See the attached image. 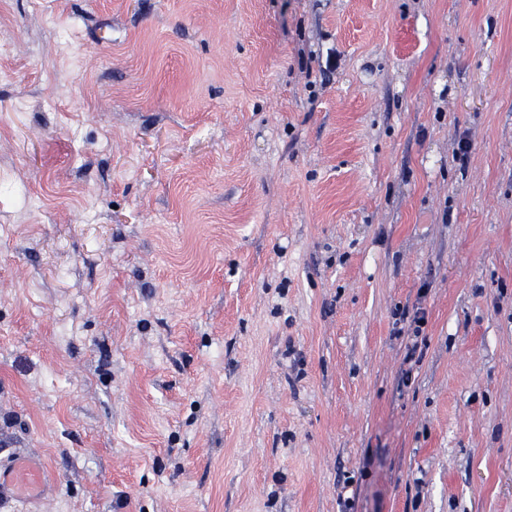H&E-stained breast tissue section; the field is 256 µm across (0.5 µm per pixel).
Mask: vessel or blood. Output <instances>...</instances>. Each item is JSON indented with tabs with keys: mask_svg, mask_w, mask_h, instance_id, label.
<instances>
[{
	"mask_svg": "<svg viewBox=\"0 0 512 512\" xmlns=\"http://www.w3.org/2000/svg\"><path fill=\"white\" fill-rule=\"evenodd\" d=\"M51 466L44 460L31 455L18 454L8 463L0 464V497L12 498L48 506L52 499Z\"/></svg>",
	"mask_w": 512,
	"mask_h": 512,
	"instance_id": "1",
	"label": "vessel or blood"
}]
</instances>
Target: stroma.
Returning a JSON list of instances; mask_svg holds the SVG:
<instances>
[{"label":"stroma","instance_id":"1","mask_svg":"<svg viewBox=\"0 0 512 512\" xmlns=\"http://www.w3.org/2000/svg\"><path fill=\"white\" fill-rule=\"evenodd\" d=\"M1 71L51 512H512V0H0Z\"/></svg>","mask_w":512,"mask_h":512}]
</instances>
